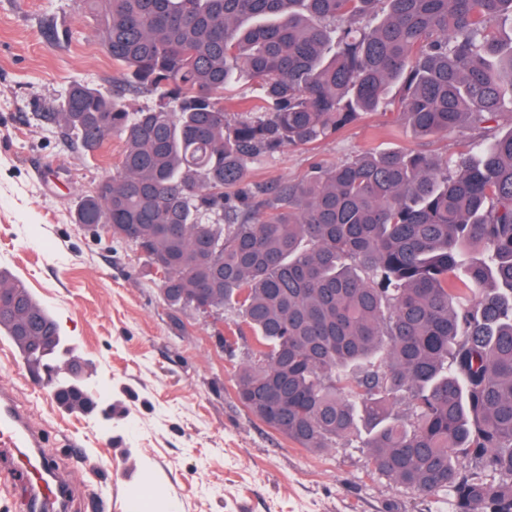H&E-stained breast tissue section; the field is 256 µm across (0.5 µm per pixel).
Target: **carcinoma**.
<instances>
[{
	"label": "carcinoma",
	"instance_id": "carcinoma-1",
	"mask_svg": "<svg viewBox=\"0 0 512 512\" xmlns=\"http://www.w3.org/2000/svg\"><path fill=\"white\" fill-rule=\"evenodd\" d=\"M80 3L128 84L159 102L128 112L70 84L61 130L92 151L111 133L125 145L75 223L165 264L169 306L205 283L212 311H239L257 347L237 394L274 431L315 452L362 430L390 483L450 492L453 512H512V126L453 177L393 147L316 161L298 182L247 179L255 159L378 111L395 84L397 123L419 138L512 117V0ZM243 75L256 94L231 125L215 93ZM15 295L56 325L0 271V299Z\"/></svg>",
	"mask_w": 512,
	"mask_h": 512
}]
</instances>
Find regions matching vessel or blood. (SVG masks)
<instances>
[{
  "label": "vessel or blood",
  "instance_id": "obj_1",
  "mask_svg": "<svg viewBox=\"0 0 512 512\" xmlns=\"http://www.w3.org/2000/svg\"><path fill=\"white\" fill-rule=\"evenodd\" d=\"M42 440L14 394L0 390V456L9 464L16 482L28 491L35 505L60 506L66 482L41 450Z\"/></svg>",
  "mask_w": 512,
  "mask_h": 512
}]
</instances>
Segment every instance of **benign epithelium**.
Listing matches in <instances>:
<instances>
[{
    "label": "benign epithelium",
    "instance_id": "obj_1",
    "mask_svg": "<svg viewBox=\"0 0 512 512\" xmlns=\"http://www.w3.org/2000/svg\"><path fill=\"white\" fill-rule=\"evenodd\" d=\"M0 310L9 318L17 327L29 332L27 336H19L17 340L22 342L23 346L40 355V359L30 361L31 367L44 375V383L53 389L57 398H62L72 394H86L83 387L77 383L69 382L67 385H61L63 375L71 374L70 365L67 363L59 364L54 358H45L46 342H52L57 345L60 337L43 335L44 328L39 324L38 316L22 299L15 298L6 301L0 305Z\"/></svg>",
    "mask_w": 512,
    "mask_h": 512
}]
</instances>
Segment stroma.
<instances>
[{
	"label": "stroma",
	"mask_w": 512,
	"mask_h": 512,
	"mask_svg": "<svg viewBox=\"0 0 512 512\" xmlns=\"http://www.w3.org/2000/svg\"><path fill=\"white\" fill-rule=\"evenodd\" d=\"M122 78L96 19L74 0H0V270L51 313L99 400L64 408L2 333L0 377L71 475L68 512H131L147 480L153 512H442L451 495L390 484L359 439L313 453L250 414L235 389L247 344L229 353L217 340L238 313L218 320L170 308L133 244L73 222L76 201L111 177L124 142L114 135L98 151L67 148L47 114L73 81L107 93ZM390 117L365 113L316 144L284 146L252 165L249 180L296 182L313 161L394 145L452 162L472 136L462 128L428 140L380 137Z\"/></svg>",
	"instance_id": "obj_1"
}]
</instances>
